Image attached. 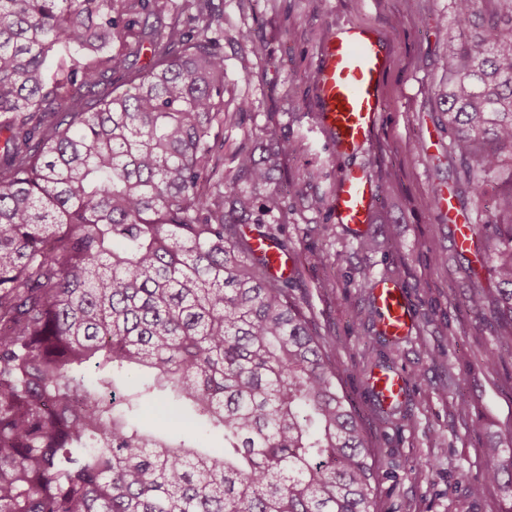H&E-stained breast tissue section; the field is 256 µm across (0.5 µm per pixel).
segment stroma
<instances>
[{
	"label": "stroma",
	"instance_id": "1",
	"mask_svg": "<svg viewBox=\"0 0 512 512\" xmlns=\"http://www.w3.org/2000/svg\"><path fill=\"white\" fill-rule=\"evenodd\" d=\"M224 17V175L236 153L265 155L270 136L294 152L276 173L288 197L283 231L295 260L293 291L318 331L333 340L340 388L365 427L379 474V512H506L512 499L497 487L479 497L484 449L512 447V342L489 312L467 304L474 288L492 289L487 258L461 251L429 205L433 189L454 192L456 166L448 134L437 123L431 89L442 74L445 34L435 24L450 0H214ZM347 23L384 27L395 44L383 82L385 109L374 142L355 155L333 154L317 128L314 70L319 46ZM265 46L257 59L240 49L239 31ZM247 110L236 113L238 103ZM364 168L381 190L363 236L336 223L331 205L341 174ZM324 200L321 210L311 196ZM447 256V264L436 261ZM374 279L406 288L415 315L411 336L390 342L378 331ZM400 371L405 397L381 408L366 380ZM464 394L469 410L455 398Z\"/></svg>",
	"mask_w": 512,
	"mask_h": 512
}]
</instances>
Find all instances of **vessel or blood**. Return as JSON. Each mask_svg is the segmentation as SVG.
Returning <instances> with one entry per match:
<instances>
[{
	"label": "vessel or blood",
	"instance_id": "obj_1",
	"mask_svg": "<svg viewBox=\"0 0 512 512\" xmlns=\"http://www.w3.org/2000/svg\"><path fill=\"white\" fill-rule=\"evenodd\" d=\"M394 54L395 45L387 31L356 23L340 29L319 48L314 72L315 119L333 153H358L375 138L383 112L381 83ZM377 198L378 187L367 172L350 170L337 183L333 216L337 223L364 232L373 219ZM439 209L456 227L457 246L467 247L472 228L459 223L451 198H441ZM373 300L385 338L395 341L412 332L415 317L401 285L391 280L376 282ZM369 385L385 406L405 395V380L395 370L372 374Z\"/></svg>",
	"mask_w": 512,
	"mask_h": 512
}]
</instances>
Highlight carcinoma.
Listing matches in <instances>:
<instances>
[{"instance_id":"obj_1","label":"carcinoma","mask_w":512,"mask_h":512,"mask_svg":"<svg viewBox=\"0 0 512 512\" xmlns=\"http://www.w3.org/2000/svg\"><path fill=\"white\" fill-rule=\"evenodd\" d=\"M452 2L435 101L479 202L512 183V0ZM221 23L214 0H0V512H377L334 343L244 231L288 255L294 146L240 151L247 190L219 171ZM483 228L498 297L469 303L512 338V186ZM505 475L489 449L471 493Z\"/></svg>"}]
</instances>
